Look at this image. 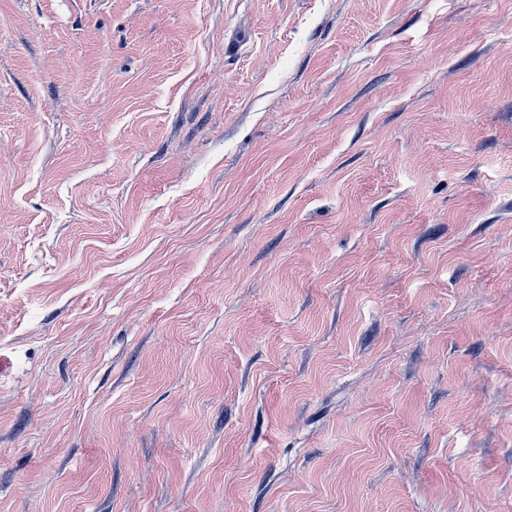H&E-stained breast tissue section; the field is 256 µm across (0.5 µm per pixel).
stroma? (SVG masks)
I'll return each mask as SVG.
<instances>
[{"label": "stroma", "instance_id": "1", "mask_svg": "<svg viewBox=\"0 0 512 512\" xmlns=\"http://www.w3.org/2000/svg\"><path fill=\"white\" fill-rule=\"evenodd\" d=\"M0 512H512V0H0Z\"/></svg>", "mask_w": 512, "mask_h": 512}]
</instances>
